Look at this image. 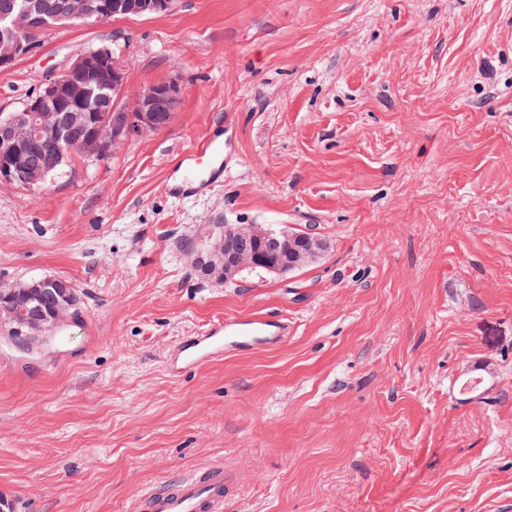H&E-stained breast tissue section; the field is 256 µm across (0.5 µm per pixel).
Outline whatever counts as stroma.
Segmentation results:
<instances>
[{"instance_id":"obj_1","label":"stroma","mask_w":512,"mask_h":512,"mask_svg":"<svg viewBox=\"0 0 512 512\" xmlns=\"http://www.w3.org/2000/svg\"><path fill=\"white\" fill-rule=\"evenodd\" d=\"M116 33L129 91L176 77L183 98L107 160L0 184V287L60 276L81 298L51 354L0 344V496L134 512L229 462L228 512H512V0H175L62 24L0 69V112ZM214 131L223 185L167 195ZM215 224L326 250L225 283L194 263ZM259 310L286 340L176 368L181 338Z\"/></svg>"}]
</instances>
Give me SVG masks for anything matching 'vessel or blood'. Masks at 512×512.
<instances>
[{
	"mask_svg": "<svg viewBox=\"0 0 512 512\" xmlns=\"http://www.w3.org/2000/svg\"><path fill=\"white\" fill-rule=\"evenodd\" d=\"M223 134L210 133L194 150L184 154L182 178L168 183L177 196L203 195L222 181ZM289 334L286 317L255 312L240 317L228 315L211 325L204 335L182 343V365L192 366L200 358L216 359L231 351H251L283 342ZM240 483L238 471L231 466L210 465L181 475L169 484L151 489L137 506L138 512H224L225 503L234 497Z\"/></svg>",
	"mask_w": 512,
	"mask_h": 512,
	"instance_id": "b4317fda",
	"label": "vessel or blood"
}]
</instances>
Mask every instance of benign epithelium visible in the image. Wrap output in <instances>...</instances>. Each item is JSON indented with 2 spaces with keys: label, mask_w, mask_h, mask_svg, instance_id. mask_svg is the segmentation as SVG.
<instances>
[{
  "label": "benign epithelium",
  "mask_w": 512,
  "mask_h": 512,
  "mask_svg": "<svg viewBox=\"0 0 512 512\" xmlns=\"http://www.w3.org/2000/svg\"><path fill=\"white\" fill-rule=\"evenodd\" d=\"M173 0H30L18 9L0 13V69L36 53L33 36L63 21L98 26L116 15L165 13ZM80 51L68 58L58 73L45 79L23 102V108L0 122V183L23 188L40 187L55 175L70 155L100 162L113 146L150 130L169 125L181 104L178 80L150 83L134 93L115 58V43ZM49 146L48 163L29 167L27 149ZM215 238L224 242V282L242 270L265 266L278 274L317 257L324 244L311 236L298 248H289L299 233L263 224L214 225ZM56 280L43 277L30 285L18 281L10 293L0 292V323L9 327L8 341L26 354L49 352L57 334L77 318L78 306ZM25 293L24 304L15 294Z\"/></svg>",
  "instance_id": "1"
}]
</instances>
